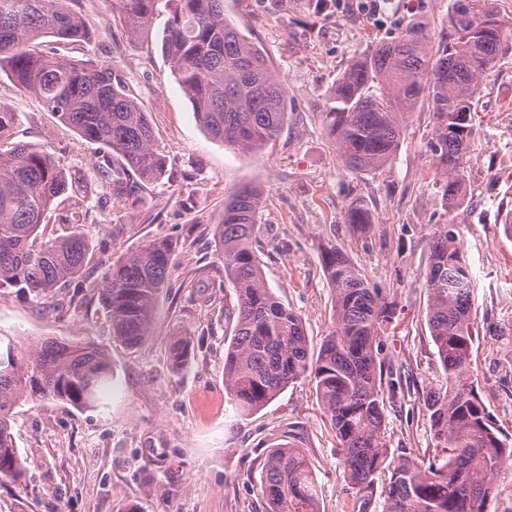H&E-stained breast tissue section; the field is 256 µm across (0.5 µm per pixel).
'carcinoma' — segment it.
I'll list each match as a JSON object with an SVG mask.
<instances>
[{"label":"carcinoma","mask_w":512,"mask_h":512,"mask_svg":"<svg viewBox=\"0 0 512 512\" xmlns=\"http://www.w3.org/2000/svg\"><path fill=\"white\" fill-rule=\"evenodd\" d=\"M82 0H0V72L35 95L81 139L101 146L86 179L47 149L24 142L0 147V288L45 302L69 287L91 260L75 216L93 195L130 200V176L157 182L166 162L147 112L109 65L80 62L37 41L87 42L92 29ZM119 19L138 34L165 3L163 48L203 130L214 140L255 151L288 121L286 89L260 47L224 14V0H118ZM452 38L432 45L421 22L379 43L336 81L328 106L331 134L345 165L373 171L399 145L401 116L423 101L436 115L434 155L443 197L460 189V160L471 134L476 83L502 52L503 26L490 0H452ZM262 193L244 186L224 201L215 242L224 280L237 296L234 335L224 357V390L237 410L254 413L307 376L335 431L344 479L358 492L388 473L382 512H486L494 479L512 468V443L493 426L468 381L476 328L473 280L451 224L437 228L425 273L427 320L445 385L423 400L435 441L428 462L392 460L384 432L379 351L394 318L391 303L368 287L344 253L331 246L322 263L335 290L334 325L310 357L301 318L267 287L253 238ZM176 239L152 240L112 264L98 289L113 337L128 347L151 335L160 293L168 287ZM190 344L170 347L176 367ZM106 352L91 342L47 338L26 354H0V478L24 464L11 433L14 407L31 397L75 408L94 403L110 377ZM261 493L269 512H320L316 479L298 448H273Z\"/></svg>","instance_id":"cac0c4a2"}]
</instances>
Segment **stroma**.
Returning <instances> with one entry per match:
<instances>
[{
    "label": "stroma",
    "mask_w": 512,
    "mask_h": 512,
    "mask_svg": "<svg viewBox=\"0 0 512 512\" xmlns=\"http://www.w3.org/2000/svg\"><path fill=\"white\" fill-rule=\"evenodd\" d=\"M451 0H224V11L266 53L287 89L288 122L262 151L212 140L197 124L163 49L167 10L132 36L117 0H84L89 42L45 39V48L110 64L148 113L167 163L165 177L140 185L135 201L92 202L82 226L93 247L82 285L64 306L0 288V339L25 351L45 338L93 342L112 378L94 405L27 400L12 433L25 471L0 478V512H268L260 475L270 448L301 449L318 482L320 512H382L383 488L356 493L343 478L338 442L309 379L291 384L260 411L236 412L224 390V353L235 319L232 288L199 300L196 272L218 277L214 243L224 201L244 185L263 191L255 253L265 282L300 315L310 352L333 326V288L322 265L336 245L370 287L393 303L382 361L385 436L391 456L428 460L434 441L424 396L443 382L427 322L425 272L434 233L452 224L474 280L478 337L469 379L494 425L512 438V39L479 80L456 202H445L431 142L435 116L422 103L402 118L391 160L348 169L329 129L337 78L375 46L425 23L447 38ZM0 109L15 113L13 139L48 147L64 165L89 171L97 144L81 140L32 95L0 75ZM365 225L347 223L355 203ZM183 244L160 295L152 334L130 349L112 335L97 286L109 266L151 240ZM189 340L190 360L173 367L171 343Z\"/></svg>",
    "instance_id": "stroma-1"
}]
</instances>
